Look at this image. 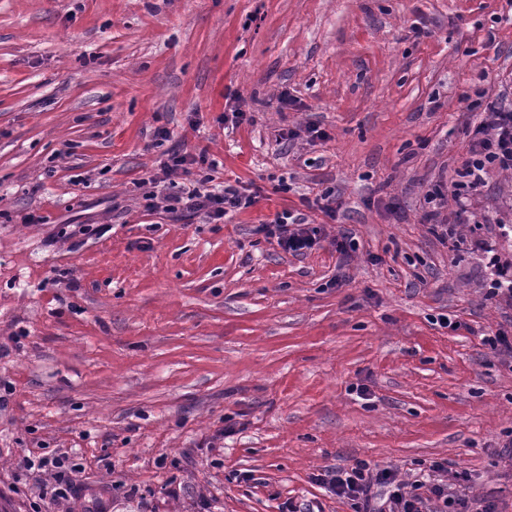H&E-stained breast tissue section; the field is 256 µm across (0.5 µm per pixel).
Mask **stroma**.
Returning a JSON list of instances; mask_svg holds the SVG:
<instances>
[{
	"mask_svg": "<svg viewBox=\"0 0 512 512\" xmlns=\"http://www.w3.org/2000/svg\"><path fill=\"white\" fill-rule=\"evenodd\" d=\"M510 84L512 0H0V512H353L313 476L359 460L446 462L512 512V357L481 341L512 305L474 247L512 174L453 238L424 200L467 157L462 95ZM202 149L256 203L150 208L146 172ZM285 208L325 244L253 234Z\"/></svg>",
	"mask_w": 512,
	"mask_h": 512,
	"instance_id": "1",
	"label": "stroma"
}]
</instances>
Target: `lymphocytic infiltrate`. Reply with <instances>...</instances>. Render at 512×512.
<instances>
[{
  "label": "lymphocytic infiltrate",
  "instance_id": "1",
  "mask_svg": "<svg viewBox=\"0 0 512 512\" xmlns=\"http://www.w3.org/2000/svg\"><path fill=\"white\" fill-rule=\"evenodd\" d=\"M478 112L469 124L467 158L456 173L451 187L434 186L425 200L431 210H438L447 200H454L455 218L460 224L478 223L479 217L469 205V196L484 187L490 170L512 173V96L507 91L481 93ZM254 203L250 188L242 182L225 184L221 190L211 189L205 180L194 179L191 188L165 200V209L178 218L201 217L210 224L223 223L226 215L249 208ZM255 233L277 243L296 255L319 246L324 236L320 225L309 223L302 214L285 209L268 222L256 225ZM512 241V225L499 227L493 240L478 242L477 247L488 257L491 276L486 282L488 298L512 300V261H504L500 251ZM443 462L431 464L429 480L405 482L397 470L376 469L357 462L346 469H324L316 474L318 483L336 496L350 500L354 512H472L465 495L454 491L442 472Z\"/></svg>",
  "mask_w": 512,
  "mask_h": 512
}]
</instances>
